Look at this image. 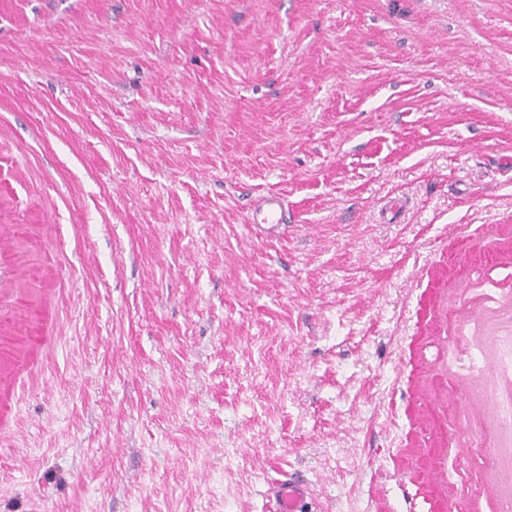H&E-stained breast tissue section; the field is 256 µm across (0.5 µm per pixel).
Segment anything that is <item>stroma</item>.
<instances>
[{"mask_svg":"<svg viewBox=\"0 0 512 512\" xmlns=\"http://www.w3.org/2000/svg\"><path fill=\"white\" fill-rule=\"evenodd\" d=\"M491 288L512 0H0V512H501ZM247 224L267 237L276 235L283 224H288L287 209L282 198L276 193L260 197L250 207ZM268 496L276 512H309L311 490L307 481L288 476L269 483Z\"/></svg>","mask_w":512,"mask_h":512,"instance_id":"obj_1","label":"stroma"}]
</instances>
